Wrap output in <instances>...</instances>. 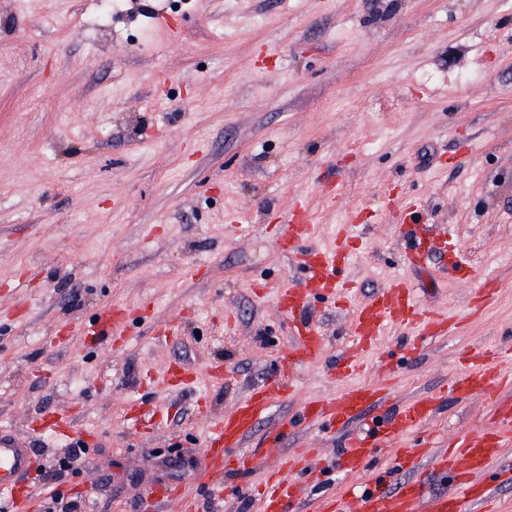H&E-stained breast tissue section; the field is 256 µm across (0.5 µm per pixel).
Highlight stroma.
Here are the masks:
<instances>
[{"instance_id":"stroma-1","label":"stroma","mask_w":512,"mask_h":512,"mask_svg":"<svg viewBox=\"0 0 512 512\" xmlns=\"http://www.w3.org/2000/svg\"><path fill=\"white\" fill-rule=\"evenodd\" d=\"M97 7L0 0V431L46 464L70 442L40 434L39 415L73 409L88 453L60 488L95 497L93 512H173L152 504L159 487L197 512H254L272 458L214 485L195 465L212 419L276 385L283 396L240 451L282 422V455L315 449L318 470L284 512L353 485L397 489L408 475L381 445L346 473L358 424L300 419L341 386L348 310L311 299L324 350L306 363L277 309L279 289L305 277L299 251L349 220L350 302L399 277L454 316L496 285L450 335L391 327L358 377L381 382L386 358L397 403L443 392L407 442L441 450L488 425L512 384L492 399L448 388L463 353L512 348V0H124L105 30ZM389 195L449 227L446 249L414 263ZM299 200L315 232L292 244L282 217ZM459 251L469 266H454ZM107 303L126 328L99 344L80 326ZM156 409L160 427L131 425Z\"/></svg>"}]
</instances>
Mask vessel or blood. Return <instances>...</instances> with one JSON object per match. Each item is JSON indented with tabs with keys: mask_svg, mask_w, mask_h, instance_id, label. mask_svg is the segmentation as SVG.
Wrapping results in <instances>:
<instances>
[{
	"mask_svg": "<svg viewBox=\"0 0 512 512\" xmlns=\"http://www.w3.org/2000/svg\"><path fill=\"white\" fill-rule=\"evenodd\" d=\"M285 221L290 241L309 238L311 219L308 209H293L286 215ZM348 241V233L342 231L335 236L332 247L304 253L302 261L307 276L302 282L280 291L278 304L282 313L295 316L316 295L336 301L342 299L344 291L349 287L348 282L341 279V258ZM121 322L118 313L106 310L85 323L83 330L104 340L111 333L117 332ZM397 323L421 327L428 336H443L456 329L455 323L447 316L423 309L406 281L392 279L386 287L353 310L350 319L353 340L336 361L337 374L349 377L356 373L359 354L372 349L387 327ZM295 340L300 359L314 360L321 355L322 343L316 328L306 325L299 327ZM502 359V353L493 350L469 357L456 374L450 387L451 393L464 399L477 394H493L503 375L499 367ZM276 396V391L268 387L253 389L234 412L212 424L207 445L213 453L203 459L198 468L203 480L211 481L224 471L243 469L249 465V457L235 454L234 449L266 415ZM388 399L387 388L350 386L333 397L306 405L301 417L305 420H319L332 427H344L360 417L366 408L384 406ZM437 401L434 395L421 398L403 405L394 416L385 415L366 421L363 429L350 440L346 471L356 474L365 469L368 450L377 439L387 443L397 464L420 470L428 447L424 444H408L405 437L429 419ZM510 443L512 403L499 400L495 403L494 419L490 426L474 433L466 431L456 434L448 441V451L438 454V465L454 477V488L450 493L425 500L424 485L418 480L396 491L374 486L333 497L321 512H462L465 505L487 503L488 492L478 491L471 477ZM297 463V457L287 458L280 469L273 472L258 488L254 495L257 512H282L284 505L296 492L297 485L288 480L287 474L295 470ZM34 469L35 458L25 438L1 431L0 493L13 491Z\"/></svg>",
	"mask_w": 512,
	"mask_h": 512,
	"instance_id": "vessel-or-blood-1",
	"label": "vessel or blood"
}]
</instances>
